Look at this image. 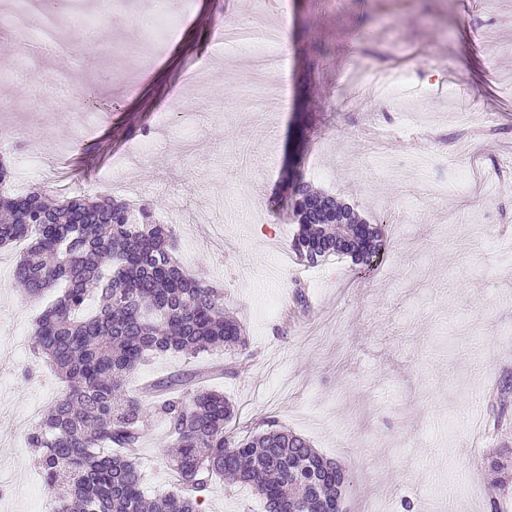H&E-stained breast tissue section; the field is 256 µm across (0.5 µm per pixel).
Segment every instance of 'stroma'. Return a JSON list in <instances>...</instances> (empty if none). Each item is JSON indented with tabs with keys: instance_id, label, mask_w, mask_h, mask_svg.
I'll return each mask as SVG.
<instances>
[{
	"instance_id": "obj_1",
	"label": "stroma",
	"mask_w": 512,
	"mask_h": 512,
	"mask_svg": "<svg viewBox=\"0 0 512 512\" xmlns=\"http://www.w3.org/2000/svg\"><path fill=\"white\" fill-rule=\"evenodd\" d=\"M122 0L90 19L84 46L98 68L68 63L97 104L88 114L50 112L32 101L52 89L55 57L32 56L30 75L10 72L18 43L0 31V127L22 132L29 148L53 157L81 193L128 199L113 170L143 188L158 221L177 211L176 257L219 283L224 307L248 345L221 352L150 356L131 381L138 390L198 370L235 407L228 428L245 436L267 420L310 442L348 474L343 512L365 504L386 512H449L453 492L474 483L467 506L490 512L498 475L492 454L512 455V413L496 421L492 393L512 375V263L492 246L512 245V0ZM165 16L174 38L144 39L131 18ZM248 32L284 28L287 102L259 101L253 67L212 37L216 18ZM123 51L113 59V47ZM218 69L204 86L188 76L211 55ZM369 62L406 68L417 98L380 97L347 83ZM193 101L184 123L173 99ZM477 102L494 127L464 134L458 112ZM150 137L148 156L129 160ZM478 167L495 190L469 187L424 195L451 165ZM317 174H310V167ZM363 220L379 225L385 247L368 270L336 256L318 265L306 311L289 315L302 264L289 244L297 225L276 205L298 170ZM16 253L0 249V326L32 327L45 308L12 276ZM233 362L235 371L219 373ZM0 387V453L9 482L35 488L40 476L27 434L61 385L20 340ZM168 428L153 417L138 450L151 496L178 492ZM202 512H264L250 486L215 481Z\"/></svg>"
}]
</instances>
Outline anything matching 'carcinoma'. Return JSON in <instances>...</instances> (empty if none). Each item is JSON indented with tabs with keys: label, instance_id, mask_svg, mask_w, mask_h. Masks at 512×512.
<instances>
[{
	"label": "carcinoma",
	"instance_id": "obj_1",
	"mask_svg": "<svg viewBox=\"0 0 512 512\" xmlns=\"http://www.w3.org/2000/svg\"><path fill=\"white\" fill-rule=\"evenodd\" d=\"M12 179L0 163V247L24 242L13 276L28 296L61 289L32 340L66 389L27 434L57 512H199V494L217 477L253 486L265 512H319L340 496L336 463L274 420L258 436L230 433L231 402L190 375L154 384L164 398L153 405L129 391L151 354H231L247 345L226 316L224 289L178 263L176 237L149 205L86 195L51 202L40 187L16 196L5 190ZM285 198L298 224L290 249L299 261L350 254L368 266L379 256L378 229L303 175L288 181ZM338 214L363 229L346 246L333 236ZM154 413L167 422L180 495L149 498L142 488L135 449ZM490 466L501 484L512 483V458Z\"/></svg>",
	"mask_w": 512,
	"mask_h": 512
}]
</instances>
